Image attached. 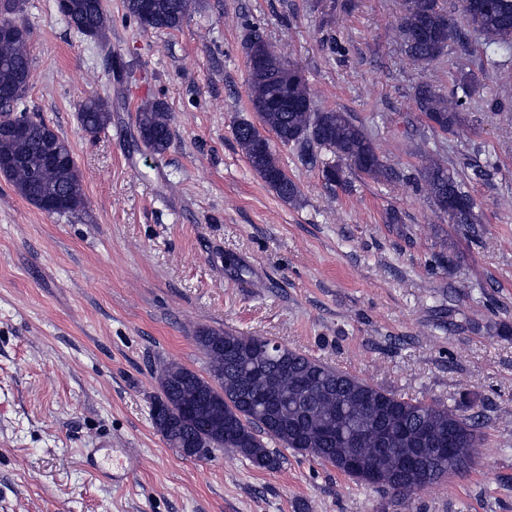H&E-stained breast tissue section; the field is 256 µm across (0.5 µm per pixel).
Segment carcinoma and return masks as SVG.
<instances>
[{
	"label": "carcinoma",
	"mask_w": 512,
	"mask_h": 512,
	"mask_svg": "<svg viewBox=\"0 0 512 512\" xmlns=\"http://www.w3.org/2000/svg\"><path fill=\"white\" fill-rule=\"evenodd\" d=\"M156 13L142 10V0H124L126 14L145 30H177L187 18L191 0H156ZM19 0H0V25L17 28L12 39L0 40V175L15 192L38 208L73 215L84 207L80 172L68 142L49 123L31 118L21 108L33 75L28 32L8 15ZM463 10L482 36V53L497 66L512 59V0H463ZM79 35L104 43L108 17L96 0H67L62 14ZM409 59L429 65L439 61L460 35L440 0H404L396 26ZM248 73L249 104L258 123L234 126L236 142L252 169L278 197L291 202L297 185L279 164L267 131L300 158L314 159L313 148L327 146L337 158L335 172H322L325 185L349 186L348 175L388 180V166L362 124L350 114L314 107L302 71L283 72L284 52L260 36L242 43ZM460 92L447 95L421 82L413 100L433 132L455 135L468 121L475 94L469 74L457 77ZM83 131L94 137L112 120V104L91 97L79 104ZM171 114L160 101L141 105L136 125L143 143L154 153L172 144ZM420 190L450 222L481 242L482 212L465 179L448 166L440 151L419 148ZM459 205L448 209V200ZM195 343L207 360L206 375L178 363L162 361L154 375L160 394L151 417L171 448L193 442L249 460L255 467L278 470L290 449L334 467L358 486L390 493L401 500L417 491L447 482L457 472L440 464L436 448L451 443L455 456L474 458L482 414L459 413L441 402L406 399L338 367L328 365L273 341L230 331L204 329ZM280 445L271 449L264 439Z\"/></svg>",
	"instance_id": "obj_1"
}]
</instances>
